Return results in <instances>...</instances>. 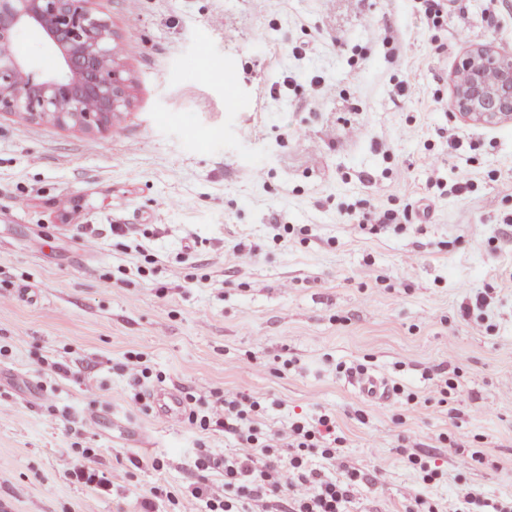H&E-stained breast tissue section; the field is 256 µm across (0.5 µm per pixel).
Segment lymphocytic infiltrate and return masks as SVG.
Here are the masks:
<instances>
[{
    "label": "lymphocytic infiltrate",
    "instance_id": "obj_1",
    "mask_svg": "<svg viewBox=\"0 0 512 512\" xmlns=\"http://www.w3.org/2000/svg\"><path fill=\"white\" fill-rule=\"evenodd\" d=\"M266 397L242 392L211 390L186 393L184 417L195 430L224 431L234 452H217L197 444L196 479L190 495L204 512H347L360 480L357 471L343 479L324 478L309 467L312 456L338 459L347 438L336 417L321 410L312 418H296L276 432L264 430L259 420L268 411ZM512 512V499L486 502L480 492L461 489L447 508L411 496L405 512Z\"/></svg>",
    "mask_w": 512,
    "mask_h": 512
}]
</instances>
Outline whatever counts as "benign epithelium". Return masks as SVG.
Listing matches in <instances>:
<instances>
[{
  "instance_id": "benign-epithelium-1",
  "label": "benign epithelium",
  "mask_w": 512,
  "mask_h": 512,
  "mask_svg": "<svg viewBox=\"0 0 512 512\" xmlns=\"http://www.w3.org/2000/svg\"><path fill=\"white\" fill-rule=\"evenodd\" d=\"M90 0H0V112L63 127L103 129L128 105L126 78L104 20ZM39 31L59 63L34 81L12 43L18 31ZM454 108L464 119L494 123L512 117V53L471 49L457 68Z\"/></svg>"
}]
</instances>
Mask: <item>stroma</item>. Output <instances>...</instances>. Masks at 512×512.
Returning a JSON list of instances; mask_svg holds the SVG:
<instances>
[{
	"mask_svg": "<svg viewBox=\"0 0 512 512\" xmlns=\"http://www.w3.org/2000/svg\"><path fill=\"white\" fill-rule=\"evenodd\" d=\"M90 8L112 28L127 111L91 133L0 114V512H138V489L156 482L198 512L187 494L196 441L235 443L139 411L122 369L132 353L164 376L150 394L267 395L272 432L331 410L343 460L364 476L350 512H404L409 495L443 503L464 487L512 497V121L445 107L472 47L512 52V0L493 18L487 0H450L435 29L422 0ZM12 48L34 78L57 64L38 31ZM287 73L297 80L284 87ZM319 79L335 93L320 96ZM404 82L413 97L400 96ZM429 150L445 158L438 170ZM408 204L429 205L425 223L348 220L355 207ZM278 224L294 228L281 242ZM240 243L258 252L243 285ZM56 362L68 371L53 373ZM338 362L365 364L394 393L358 395ZM441 373L459 382L451 407L411 409L407 394L427 396ZM79 422L87 431L75 433ZM407 435L435 457L436 482L405 462ZM446 435L478 441L483 463L460 468ZM74 446L112 471L108 494L69 476Z\"/></svg>",
	"mask_w": 512,
	"mask_h": 512,
	"instance_id": "obj_1",
	"label": "stroma"
}]
</instances>
